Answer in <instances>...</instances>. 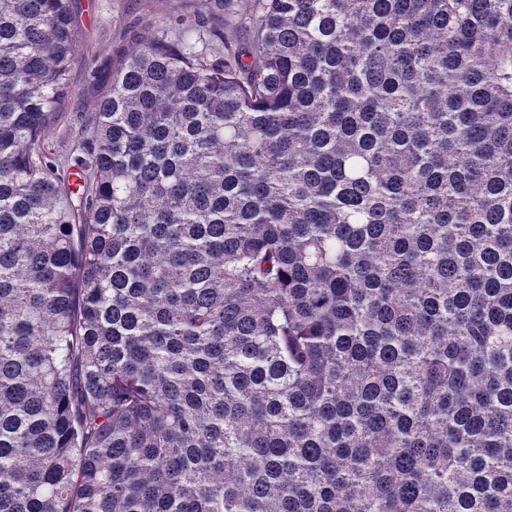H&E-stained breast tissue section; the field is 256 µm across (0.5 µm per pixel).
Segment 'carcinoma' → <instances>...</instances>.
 <instances>
[{"instance_id":"obj_1","label":"carcinoma","mask_w":512,"mask_h":512,"mask_svg":"<svg viewBox=\"0 0 512 512\" xmlns=\"http://www.w3.org/2000/svg\"><path fill=\"white\" fill-rule=\"evenodd\" d=\"M194 13L0 0V512H512V0ZM180 1L81 0L78 51L70 73L75 94L61 103L60 112H94L112 64L132 44L130 30L147 35L175 25L178 14L193 15ZM74 133L66 120L56 125L48 136L49 149L56 155L66 156L73 144Z\"/></svg>"}]
</instances>
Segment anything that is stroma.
Wrapping results in <instances>:
<instances>
[{
    "instance_id": "35a3bbf8",
    "label": "stroma",
    "mask_w": 512,
    "mask_h": 512,
    "mask_svg": "<svg viewBox=\"0 0 512 512\" xmlns=\"http://www.w3.org/2000/svg\"><path fill=\"white\" fill-rule=\"evenodd\" d=\"M81 5L70 73L74 93L61 104L65 113L94 111L113 63L131 46V32L150 34L185 11L180 0H81Z\"/></svg>"
}]
</instances>
